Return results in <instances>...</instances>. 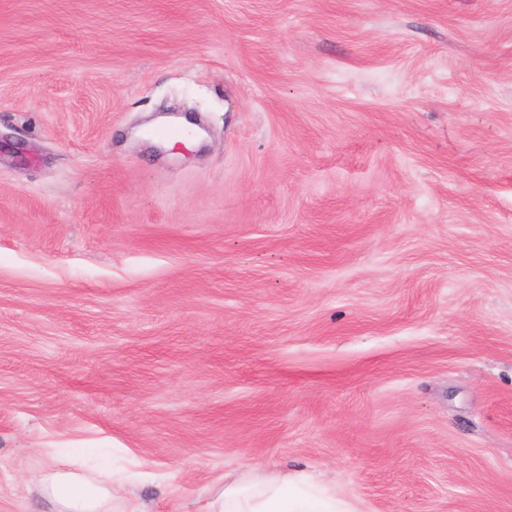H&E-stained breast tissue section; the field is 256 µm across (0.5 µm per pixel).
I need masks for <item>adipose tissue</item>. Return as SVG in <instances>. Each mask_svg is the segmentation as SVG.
<instances>
[{"mask_svg":"<svg viewBox=\"0 0 512 512\" xmlns=\"http://www.w3.org/2000/svg\"><path fill=\"white\" fill-rule=\"evenodd\" d=\"M39 483L60 512H110L109 504L118 493L114 475L106 467L92 478L77 471L54 472L41 477ZM287 488V480L275 478L264 480L254 491L230 483L211 512H317V500L289 498Z\"/></svg>","mask_w":512,"mask_h":512,"instance_id":"adipose-tissue-1","label":"adipose tissue"}]
</instances>
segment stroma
Segmentation results:
<instances>
[{
    "mask_svg": "<svg viewBox=\"0 0 512 512\" xmlns=\"http://www.w3.org/2000/svg\"><path fill=\"white\" fill-rule=\"evenodd\" d=\"M89 448L512 512V0H0V512Z\"/></svg>",
    "mask_w": 512,
    "mask_h": 512,
    "instance_id": "obj_1",
    "label": "stroma"
}]
</instances>
